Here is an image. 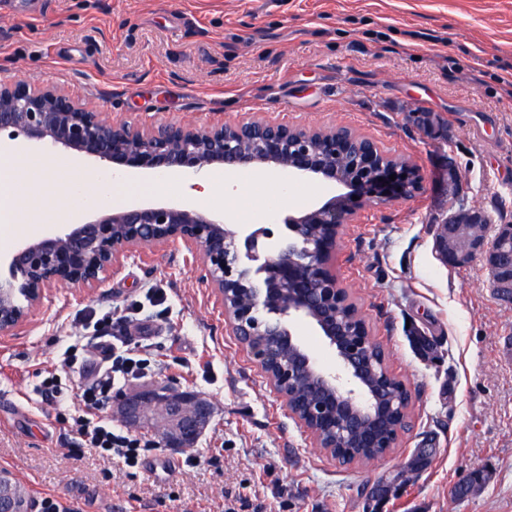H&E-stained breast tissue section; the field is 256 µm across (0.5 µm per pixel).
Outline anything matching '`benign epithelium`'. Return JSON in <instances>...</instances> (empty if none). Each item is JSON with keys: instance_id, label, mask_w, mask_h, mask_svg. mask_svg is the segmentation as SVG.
<instances>
[{"instance_id": "obj_1", "label": "benign epithelium", "mask_w": 512, "mask_h": 512, "mask_svg": "<svg viewBox=\"0 0 512 512\" xmlns=\"http://www.w3.org/2000/svg\"><path fill=\"white\" fill-rule=\"evenodd\" d=\"M3 131L95 157L116 173L273 168L291 179L351 189L286 216L288 242L276 250L263 247L267 229L252 230L243 240L245 262L238 234L224 225V215L182 205L109 208L60 234L33 239L5 257L9 277L0 279V334L20 329L47 289L98 288L130 250L181 241L199 248L207 281L232 331L318 447L343 465L361 457L337 448L396 447L402 428H392L388 417L396 412L409 425L411 392L389 373L385 356H375L368 327L336 277L333 260L342 227L354 223L361 210L420 192L422 176L415 164L344 125L293 126L261 118L208 127L113 123L58 87L20 78L0 81ZM434 246L450 267L482 259L492 288L512 303V224L494 225L483 209L453 195ZM287 318L316 329L336 355V370L315 361ZM301 382L307 385L305 397L295 401L291 390ZM113 413L132 428L155 431L165 447L187 450L205 433L213 407L195 392L152 385L130 389L113 404ZM0 512H32L17 477L3 468Z\"/></svg>"}]
</instances>
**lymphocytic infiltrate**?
Wrapping results in <instances>:
<instances>
[{"label": "lymphocytic infiltrate", "instance_id": "f902f5d3", "mask_svg": "<svg viewBox=\"0 0 512 512\" xmlns=\"http://www.w3.org/2000/svg\"><path fill=\"white\" fill-rule=\"evenodd\" d=\"M62 366L78 375L81 383L76 392L64 387L60 375L52 374L34 385V394L44 400L62 401L75 395L79 406L74 414L57 411V418H71L76 432L86 448L106 458H115L126 466L137 464L143 449L142 440L126 428L102 416L101 410L112 395L116 379H139L150 370L149 359L139 357L133 350L121 349L107 341L102 328L92 335L76 337L63 352Z\"/></svg>", "mask_w": 512, "mask_h": 512}]
</instances>
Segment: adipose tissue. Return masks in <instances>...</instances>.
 <instances>
[{
  "label": "adipose tissue",
  "instance_id": "1",
  "mask_svg": "<svg viewBox=\"0 0 512 512\" xmlns=\"http://www.w3.org/2000/svg\"><path fill=\"white\" fill-rule=\"evenodd\" d=\"M27 152L21 148H10L0 152V240L5 241L17 235L35 236L42 227L23 221L19 215L18 204L24 197L37 192H44L41 183L26 177ZM112 177L100 179L94 191H87L83 182L71 178L61 189L47 193L46 199L51 208L63 210L69 222L82 220L85 209L112 205L115 197L112 193ZM79 198L80 210L67 209L68 198Z\"/></svg>",
  "mask_w": 512,
  "mask_h": 512
}]
</instances>
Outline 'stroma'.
Returning <instances> with one entry per match:
<instances>
[{"mask_svg": "<svg viewBox=\"0 0 512 512\" xmlns=\"http://www.w3.org/2000/svg\"><path fill=\"white\" fill-rule=\"evenodd\" d=\"M64 88L134 126H210L260 117L344 124L422 176L416 197L344 225L334 269L412 393L411 425L388 455L343 466L288 412L224 317L200 256L183 243L121 257L94 290L56 286L26 324L0 335V469L32 501L72 512H372V486L434 449L426 469L379 512H512V305L481 260L444 264L434 249L448 212L446 172L496 223H512V0H0V80ZM442 119L433 137L414 112ZM246 211L270 246L283 219L341 194L311 179L241 169ZM129 337L145 381L208 399L212 422L190 452L157 434L136 466L78 445L32 387L89 318ZM178 457L175 474L161 461ZM487 485L452 488L476 469Z\"/></svg>", "mask_w": 512, "mask_h": 512, "instance_id": "35a3bbf8", "label": "stroma"}]
</instances>
